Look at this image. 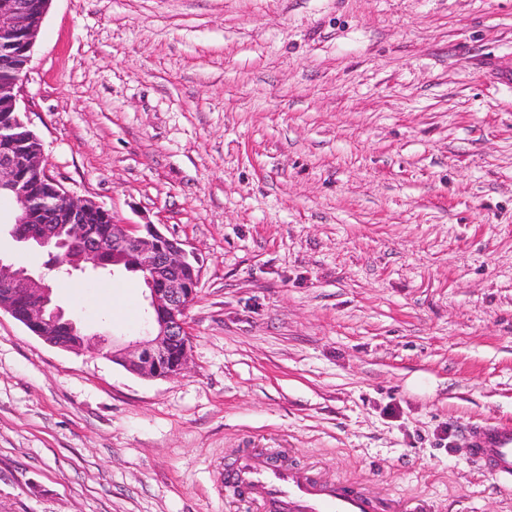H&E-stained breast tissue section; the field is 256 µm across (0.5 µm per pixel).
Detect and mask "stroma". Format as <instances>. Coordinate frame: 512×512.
<instances>
[{
  "mask_svg": "<svg viewBox=\"0 0 512 512\" xmlns=\"http://www.w3.org/2000/svg\"><path fill=\"white\" fill-rule=\"evenodd\" d=\"M48 171L202 263L170 378L0 313V512H261L241 450L387 512H512V0H51L18 93ZM0 198V259L44 273ZM122 347L142 280L58 282ZM111 307H104V296ZM472 458L503 490L512 489V426L479 423L468 431Z\"/></svg>",
  "mask_w": 512,
  "mask_h": 512,
  "instance_id": "obj_1",
  "label": "stroma"
}]
</instances>
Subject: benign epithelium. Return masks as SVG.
<instances>
[{
    "instance_id": "1",
    "label": "benign epithelium",
    "mask_w": 512,
    "mask_h": 512,
    "mask_svg": "<svg viewBox=\"0 0 512 512\" xmlns=\"http://www.w3.org/2000/svg\"><path fill=\"white\" fill-rule=\"evenodd\" d=\"M30 0H6L0 4V45L3 40L23 35L25 61H30L39 28L29 25ZM19 75L0 79V106L7 115L0 119V193L13 198L17 209L12 234L21 241L45 247L54 243L56 267L79 268L86 253L97 248L98 237L90 227L93 214L106 210L92 198H78L45 175L46 187L35 190L25 185L33 170L47 171L44 149L38 137L21 118L16 87ZM112 265L144 275L148 287L149 331L131 348L107 352L112 361L145 378H167L184 371L190 353L191 333L187 311L198 296L200 268L194 252L185 243L169 237L151 223L123 224L112 220ZM0 311L10 313L48 344L78 350L88 342L76 321L65 315L53 300V288L43 276L0 259Z\"/></svg>"
}]
</instances>
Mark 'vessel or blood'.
Segmentation results:
<instances>
[{
  "instance_id": "vessel-or-blood-1",
  "label": "vessel or blood",
  "mask_w": 512,
  "mask_h": 512,
  "mask_svg": "<svg viewBox=\"0 0 512 512\" xmlns=\"http://www.w3.org/2000/svg\"><path fill=\"white\" fill-rule=\"evenodd\" d=\"M472 458L501 489H512V426L479 423L468 432ZM243 498L264 512H384L363 486L324 480L270 456L245 453L224 471Z\"/></svg>"
}]
</instances>
